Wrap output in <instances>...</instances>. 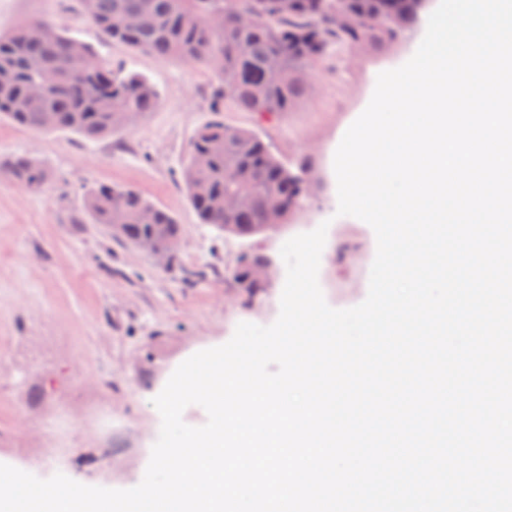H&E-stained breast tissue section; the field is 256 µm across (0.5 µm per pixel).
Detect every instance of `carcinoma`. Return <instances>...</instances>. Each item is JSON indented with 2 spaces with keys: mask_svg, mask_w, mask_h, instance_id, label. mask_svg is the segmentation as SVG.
I'll use <instances>...</instances> for the list:
<instances>
[{
  "mask_svg": "<svg viewBox=\"0 0 512 512\" xmlns=\"http://www.w3.org/2000/svg\"><path fill=\"white\" fill-rule=\"evenodd\" d=\"M425 0H80L85 14L109 39L133 52L195 64L214 61L219 86L211 110L231 103L262 116L293 110L310 91L309 75L330 51L351 56L392 48L420 17ZM140 23L124 25V18ZM75 39L49 21L0 34V120L32 131H72L98 139L159 105L158 91L136 72L114 70L94 51L72 52ZM33 58L53 72L55 84L31 95ZM4 169L19 185L41 188L48 170L16 158ZM183 180L204 224L226 235L268 233L269 208L287 224L320 189L307 159L287 166L255 133L211 120L195 133ZM94 223L136 244L152 238L164 247L181 236L165 209L136 190L98 185L84 192ZM248 253L235 280L249 298L263 286L247 271L263 263Z\"/></svg>",
  "mask_w": 512,
  "mask_h": 512,
  "instance_id": "obj_1",
  "label": "carcinoma"
}]
</instances>
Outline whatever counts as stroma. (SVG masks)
<instances>
[{"label":"stroma","instance_id":"stroma-1","mask_svg":"<svg viewBox=\"0 0 512 512\" xmlns=\"http://www.w3.org/2000/svg\"><path fill=\"white\" fill-rule=\"evenodd\" d=\"M40 19L91 46L114 69L150 78L160 104L96 140L0 121V164L26 156L50 173L42 189L30 190L0 171V360L7 366L0 377V463L42 479L60 472L128 489L144 476L161 428L152 400L175 369L226 343L238 323L266 326L279 314L284 277L247 299L233 279L243 253L279 259L285 241L328 223L318 273L326 302L343 309L366 298L376 237L367 223L336 214V144L377 75L403 65L425 27L416 25L390 50L354 59L329 54L292 112L263 119L225 105V124L257 133L284 162L309 157L321 182L280 233L239 238L201 223L180 178L194 134L213 117L218 77L212 67L109 41L79 0H0L1 33ZM97 184L135 189L174 216L182 228L177 266H159L93 223L83 190ZM342 242L359 247L358 262L337 259ZM191 270L202 277L190 286L184 277ZM95 403L112 409L119 427L91 441L81 432L84 411ZM62 411L68 444L55 470L41 454L56 440L51 421Z\"/></svg>","mask_w":512,"mask_h":512}]
</instances>
